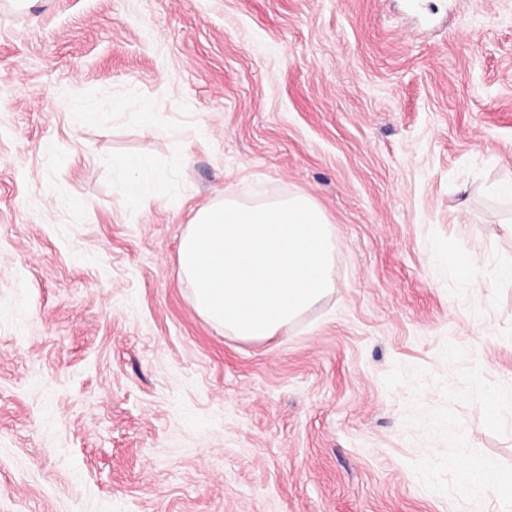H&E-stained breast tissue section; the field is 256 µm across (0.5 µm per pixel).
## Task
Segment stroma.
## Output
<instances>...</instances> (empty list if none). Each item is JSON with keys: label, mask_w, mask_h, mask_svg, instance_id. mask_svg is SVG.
<instances>
[{"label": "stroma", "mask_w": 512, "mask_h": 512, "mask_svg": "<svg viewBox=\"0 0 512 512\" xmlns=\"http://www.w3.org/2000/svg\"><path fill=\"white\" fill-rule=\"evenodd\" d=\"M510 180L512 0H0V512H512ZM228 190L336 227L262 342L177 274ZM116 168L126 173L147 174L152 176L157 185L164 183V176L154 168L152 161L144 156L119 157L113 162ZM456 269L460 276L468 283L475 284L484 288H497L501 284L512 285V268L499 271L489 281L483 276V272L476 258L471 256H456L454 261ZM462 479L474 494L495 490L501 497H512V473H504L485 461L471 460L462 471Z\"/></svg>", "instance_id": "35a3bbf8"}]
</instances>
